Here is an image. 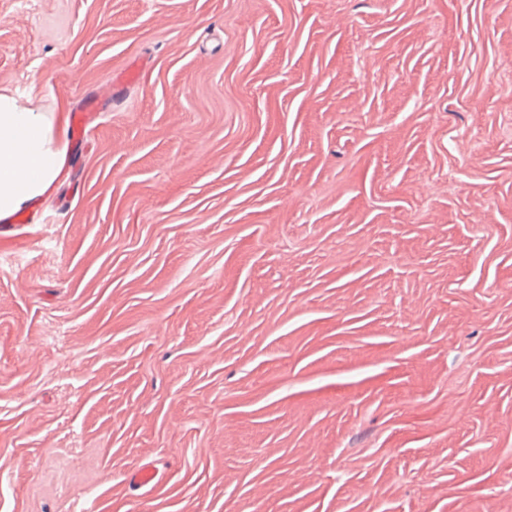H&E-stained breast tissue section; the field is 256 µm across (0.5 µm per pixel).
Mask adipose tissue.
Here are the masks:
<instances>
[{
  "label": "adipose tissue",
  "instance_id": "ef3b65f1",
  "mask_svg": "<svg viewBox=\"0 0 512 512\" xmlns=\"http://www.w3.org/2000/svg\"><path fill=\"white\" fill-rule=\"evenodd\" d=\"M54 113L0 88V220L50 193L62 178L66 146Z\"/></svg>",
  "mask_w": 512,
  "mask_h": 512
}]
</instances>
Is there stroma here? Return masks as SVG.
<instances>
[{"mask_svg": "<svg viewBox=\"0 0 512 512\" xmlns=\"http://www.w3.org/2000/svg\"><path fill=\"white\" fill-rule=\"evenodd\" d=\"M137 60L0 221V512H512V0H0Z\"/></svg>", "mask_w": 512, "mask_h": 512, "instance_id": "stroma-1", "label": "stroma"}]
</instances>
